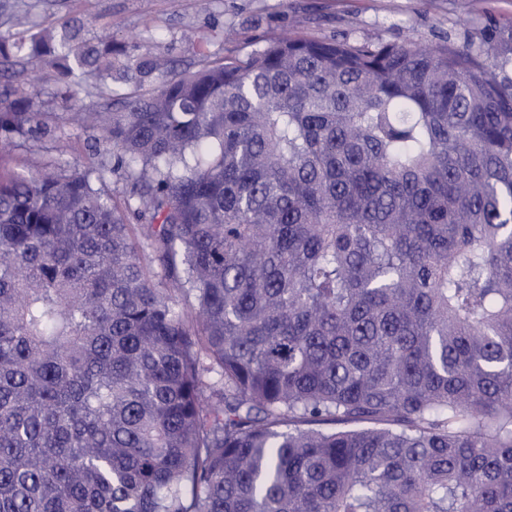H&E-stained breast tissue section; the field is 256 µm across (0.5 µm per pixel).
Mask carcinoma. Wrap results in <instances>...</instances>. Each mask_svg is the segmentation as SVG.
I'll use <instances>...</instances> for the list:
<instances>
[{
  "label": "carcinoma",
  "mask_w": 512,
  "mask_h": 512,
  "mask_svg": "<svg viewBox=\"0 0 512 512\" xmlns=\"http://www.w3.org/2000/svg\"><path fill=\"white\" fill-rule=\"evenodd\" d=\"M17 25L93 144L14 169L0 92V512H512L511 24L193 71Z\"/></svg>",
  "instance_id": "carcinoma-1"
}]
</instances>
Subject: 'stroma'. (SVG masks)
<instances>
[{
  "label": "stroma",
  "instance_id": "35a3bbf8",
  "mask_svg": "<svg viewBox=\"0 0 512 512\" xmlns=\"http://www.w3.org/2000/svg\"><path fill=\"white\" fill-rule=\"evenodd\" d=\"M26 13L46 27L81 17L92 39H124L149 29L161 44L175 45L180 67L193 68L201 36L209 38L215 59L247 54L289 28L352 43L410 39L430 45L442 36L460 43L488 18L512 22V0H0V31ZM87 139L84 129L69 123L61 137L27 138L14 163L51 156L79 160Z\"/></svg>",
  "mask_w": 512,
  "mask_h": 512
}]
</instances>
